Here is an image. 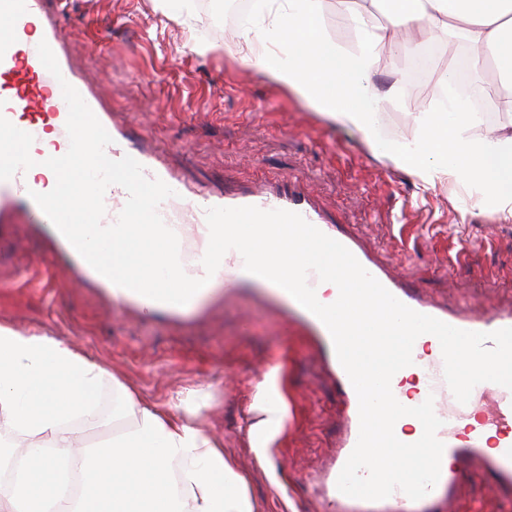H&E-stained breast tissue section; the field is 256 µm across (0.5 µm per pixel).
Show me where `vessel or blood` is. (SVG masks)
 <instances>
[{
  "label": "vessel or blood",
  "instance_id": "1",
  "mask_svg": "<svg viewBox=\"0 0 512 512\" xmlns=\"http://www.w3.org/2000/svg\"><path fill=\"white\" fill-rule=\"evenodd\" d=\"M61 4L49 0H0V115L10 122L24 121L25 132L34 138L30 155L35 161L33 170L17 172L10 180L0 181V219L18 212L24 223L47 225L49 220L31 199V192L45 193L55 183L54 173L45 167L51 156L64 155L70 146L66 129L68 105L63 98L62 83H69L82 96L96 118L112 138L105 152L110 159L124 156L136 159L147 178H157L175 192L164 200L158 212L165 224L179 240V255L185 272L191 277L202 274L203 254L193 243L207 232L205 212L211 207L255 206L263 210L283 209L299 213L325 235L343 244L359 263L389 292L411 309L435 317L458 329L489 333L512 327V307L490 308L474 314L468 308L448 311L422 301L416 291L392 279L375 263L360 244L344 229L327 218L304 192L286 185L277 188H252L238 192L200 190L185 180L169 165L164 151L152 147L147 133H134L132 128L118 123L105 107L96 89L74 68L68 52V38L60 25ZM52 49L61 74L53 76L41 63L37 51L40 42ZM128 198L124 188L113 185L104 196L103 223H114ZM51 237L59 250L70 258L99 287L108 289L114 304L134 310L143 317L160 314L178 316L181 306L146 298L122 288L95 271L58 231ZM257 288L262 296L274 304L283 315L303 322L318 336L336 376L349 409L348 425L343 442L345 454L337 458L321 481L317 501L319 512H442L459 477V467L469 458H483L487 467L504 480H512V390L493 382L480 383L482 391L493 393L495 402L490 415L469 418L464 404L459 403L444 379L441 353H434L430 362L414 355L425 373V395L434 399V412L442 425L437 431L444 445V457L452 458L454 467L442 469L437 484L421 499L411 500L402 491H395L386 499L370 501L342 494L337 478L346 463V454L352 453L359 437L358 396L341 366L324 323L301 306L287 291L272 282L249 274L243 258L237 251L224 256V296L233 298L244 286ZM494 431L495 450L487 452L484 436Z\"/></svg>",
  "mask_w": 512,
  "mask_h": 512
}]
</instances>
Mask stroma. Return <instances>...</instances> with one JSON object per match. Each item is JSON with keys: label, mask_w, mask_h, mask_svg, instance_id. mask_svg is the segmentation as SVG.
Here are the masks:
<instances>
[{"label": "stroma", "mask_w": 512, "mask_h": 512, "mask_svg": "<svg viewBox=\"0 0 512 512\" xmlns=\"http://www.w3.org/2000/svg\"><path fill=\"white\" fill-rule=\"evenodd\" d=\"M190 7L200 22L178 23L154 0H68L73 62L117 121L148 131L190 184H297L432 303L512 305V220L463 185L428 187L373 157L354 130L244 66L235 28L217 22L224 0ZM199 40L218 48L199 54ZM50 247L40 226L0 223V324L77 345L148 406L207 392L198 425L246 477L259 512H314L305 479L336 455L345 406L306 326L250 288L229 301L216 291L179 319H144L82 284L69 260L41 264ZM276 363L288 419L262 456L249 408ZM451 512H512V485L470 459Z\"/></svg>", "instance_id": "1"}]
</instances>
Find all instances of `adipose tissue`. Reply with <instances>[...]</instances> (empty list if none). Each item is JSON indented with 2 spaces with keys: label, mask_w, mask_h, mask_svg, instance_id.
Returning <instances> with one entry per match:
<instances>
[{
  "label": "adipose tissue",
  "mask_w": 512,
  "mask_h": 512,
  "mask_svg": "<svg viewBox=\"0 0 512 512\" xmlns=\"http://www.w3.org/2000/svg\"><path fill=\"white\" fill-rule=\"evenodd\" d=\"M403 7L374 22L354 8L349 19L360 37L356 49L333 41L320 22L319 0H265L258 24L240 27L244 64L291 90L336 124L361 133L373 156L416 175L428 185L452 180L470 188L503 218H512V98L509 117L494 136L472 134L475 117L464 101L441 112H419L410 138L377 131L387 96L372 81L377 59L390 48L394 29L460 31L474 60L492 55L499 75L512 83V0H401ZM383 359L399 363L408 347L427 353L434 336L413 338L408 328H383ZM121 398L112 411L131 418L112 430L97 407L104 381ZM280 366L257 385L251 431L269 442L288 416ZM197 408L180 402L156 409L141 405L120 380L73 344L0 325V461L23 459L0 512H257L245 477L221 444L196 423ZM418 420L408 412L378 425L367 449L373 467L405 474L418 488L432 467L425 448L392 455L383 441L408 433ZM78 471L82 492L73 495L64 469Z\"/></svg>",
  "instance_id": "adipose-tissue-1"
}]
</instances>
